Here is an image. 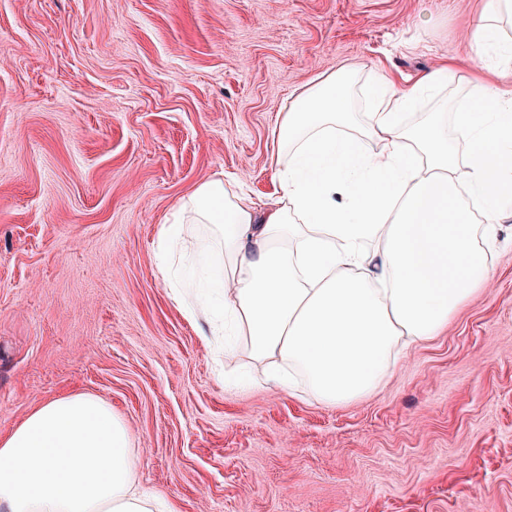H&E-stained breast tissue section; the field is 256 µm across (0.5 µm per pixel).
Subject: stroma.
I'll list each match as a JSON object with an SVG mask.
<instances>
[{
    "label": "stroma",
    "instance_id": "1",
    "mask_svg": "<svg viewBox=\"0 0 512 512\" xmlns=\"http://www.w3.org/2000/svg\"><path fill=\"white\" fill-rule=\"evenodd\" d=\"M481 0H0V435L95 394L182 512H512V222L494 286L375 395L231 389L156 253L211 178L277 183L273 132L345 64L413 78Z\"/></svg>",
    "mask_w": 512,
    "mask_h": 512
}]
</instances>
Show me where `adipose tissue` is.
<instances>
[{"label": "adipose tissue", "mask_w": 512, "mask_h": 512, "mask_svg": "<svg viewBox=\"0 0 512 512\" xmlns=\"http://www.w3.org/2000/svg\"><path fill=\"white\" fill-rule=\"evenodd\" d=\"M469 38L480 65L467 78L450 57L412 82L383 75L362 108L353 70L315 78L275 132L272 204L212 179L162 226L174 302L192 319L220 312L266 383L288 389L285 364L319 403L367 399L491 287L512 219V0H484ZM188 224L212 227L190 251ZM138 469L111 404L63 395L0 435V512H178L137 490Z\"/></svg>", "instance_id": "1"}]
</instances>
